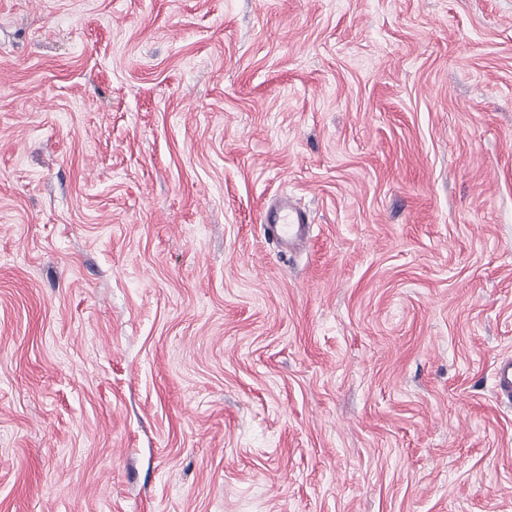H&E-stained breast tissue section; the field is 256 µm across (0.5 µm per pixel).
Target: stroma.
Listing matches in <instances>:
<instances>
[{"mask_svg": "<svg viewBox=\"0 0 512 512\" xmlns=\"http://www.w3.org/2000/svg\"><path fill=\"white\" fill-rule=\"evenodd\" d=\"M506 358L512 0H0V512H512ZM263 222L285 251L295 249L310 238L311 224L307 213L294 208L290 202L282 201L265 209ZM497 393L501 400L512 402V360L501 361L495 371Z\"/></svg>", "mask_w": 512, "mask_h": 512, "instance_id": "35a3bbf8", "label": "stroma"}]
</instances>
